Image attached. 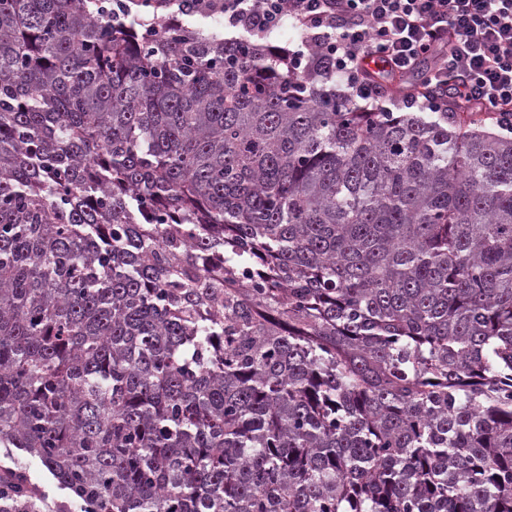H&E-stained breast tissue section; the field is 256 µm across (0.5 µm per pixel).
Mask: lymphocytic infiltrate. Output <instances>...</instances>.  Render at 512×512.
Here are the masks:
<instances>
[{
    "label": "lymphocytic infiltrate",
    "mask_w": 512,
    "mask_h": 512,
    "mask_svg": "<svg viewBox=\"0 0 512 512\" xmlns=\"http://www.w3.org/2000/svg\"><path fill=\"white\" fill-rule=\"evenodd\" d=\"M219 9L229 28L259 38L293 18L305 32L294 69L318 54L351 96L374 97L368 62L400 77L425 65L430 95L406 107H472L512 128V0H222Z\"/></svg>",
    "instance_id": "f902f5d3"
}]
</instances>
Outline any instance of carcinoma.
<instances>
[{"instance_id":"cac0c4a2","label":"carcinoma","mask_w":512,"mask_h":512,"mask_svg":"<svg viewBox=\"0 0 512 512\" xmlns=\"http://www.w3.org/2000/svg\"><path fill=\"white\" fill-rule=\"evenodd\" d=\"M333 81L0 0V447L81 512H512V137ZM19 462L29 474L32 483L38 485L48 497L50 502H70V497L66 490H60L52 477L43 469L40 462L31 457L18 456Z\"/></svg>"}]
</instances>
